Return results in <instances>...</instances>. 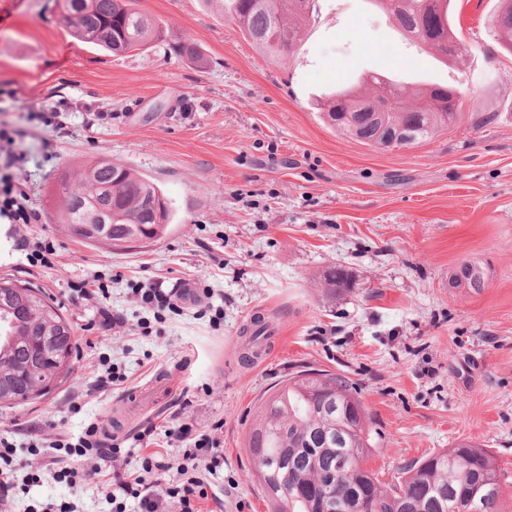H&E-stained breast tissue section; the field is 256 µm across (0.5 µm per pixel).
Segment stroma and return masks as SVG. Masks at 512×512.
<instances>
[{
    "mask_svg": "<svg viewBox=\"0 0 512 512\" xmlns=\"http://www.w3.org/2000/svg\"><path fill=\"white\" fill-rule=\"evenodd\" d=\"M498 0H456L462 56L442 57L406 38L373 0H313L304 33L285 61L259 54L211 0H137L166 39L140 55L113 57L75 41L56 22L54 0H0V123L23 130L16 177L41 214L37 224L0 223V277L41 289L69 319L76 353L49 396L0 407V438L26 474L33 447L81 436L179 457L170 428L213 432L224 450L215 476L223 512H269L245 449L271 388L302 368L343 374L356 386L375 436L363 463L383 485L409 461L474 443L509 478L512 512V55L488 32ZM193 43L202 62L180 56ZM389 72L413 93L462 91L460 120L402 150L343 138L320 119L337 90L371 94L367 78ZM57 112V127L32 119ZM52 154H45L44 143ZM112 158L153 181L169 200L164 238L115 250L87 244L55 221L53 188L66 167ZM47 242L31 262L22 241ZM486 272L483 288L453 287L456 267ZM351 285L320 286L331 266ZM103 281L123 326H102L78 286ZM207 285L220 324L189 305L157 334L134 290ZM267 324L265 351L240 361L242 331ZM124 373L100 390L107 368ZM108 473L77 489L45 476L14 512L67 501L78 512H112Z\"/></svg>",
    "mask_w": 512,
    "mask_h": 512,
    "instance_id": "35a3bbf8",
    "label": "stroma"
}]
</instances>
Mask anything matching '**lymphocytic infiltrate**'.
I'll return each instance as SVG.
<instances>
[{"instance_id":"1","label":"lymphocytic infiltrate","mask_w":512,"mask_h":512,"mask_svg":"<svg viewBox=\"0 0 512 512\" xmlns=\"http://www.w3.org/2000/svg\"><path fill=\"white\" fill-rule=\"evenodd\" d=\"M21 130L0 126V219L12 224H35L39 213L32 207L26 193L16 184L15 166L25 156L18 144ZM152 429L141 434L145 448L138 452L123 448L119 443H106L96 427H88L77 443L54 444L46 468H33L25 482H18L13 465L15 448L7 439H0V512L18 494L38 485L44 469H51L56 482L74 488L88 478L111 467L112 480L105 487V496L112 503V512H126L127 499L137 500L140 512H204L206 503L216 501L211 479L224 468V451L212 433L191 434L189 428H178L177 437L193 436L191 448L185 449L177 462L166 460L164 453L149 448ZM167 475L164 495H157L159 475Z\"/></svg>"}]
</instances>
